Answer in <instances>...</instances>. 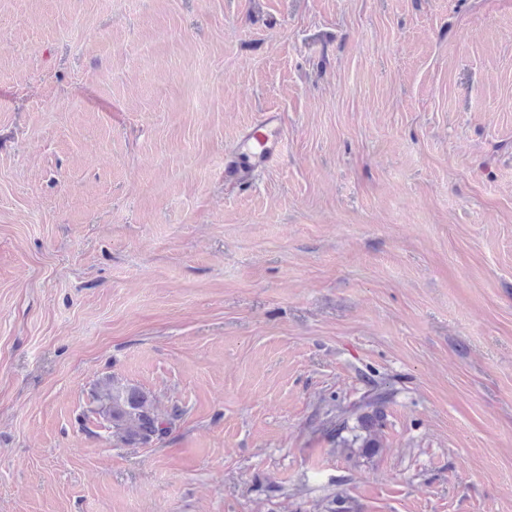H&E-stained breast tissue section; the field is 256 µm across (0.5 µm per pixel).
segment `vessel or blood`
Masks as SVG:
<instances>
[{
    "label": "vessel or blood",
    "mask_w": 512,
    "mask_h": 512,
    "mask_svg": "<svg viewBox=\"0 0 512 512\" xmlns=\"http://www.w3.org/2000/svg\"><path fill=\"white\" fill-rule=\"evenodd\" d=\"M284 144L278 113H264L242 137L238 149L225 158V175L239 176L254 167L275 161L282 154Z\"/></svg>",
    "instance_id": "obj_1"
}]
</instances>
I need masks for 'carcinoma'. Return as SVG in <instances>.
<instances>
[{
	"mask_svg": "<svg viewBox=\"0 0 512 512\" xmlns=\"http://www.w3.org/2000/svg\"><path fill=\"white\" fill-rule=\"evenodd\" d=\"M393 391L373 384L346 406L335 405L321 426L332 442L342 448L358 446L374 452L382 446L385 406ZM98 414L112 428V438L122 445H150L162 440L168 422L155 412L153 398L140 388L107 378L97 387ZM357 425H350L351 420Z\"/></svg>",
	"mask_w": 512,
	"mask_h": 512,
	"instance_id": "1",
	"label": "carcinoma"
}]
</instances>
